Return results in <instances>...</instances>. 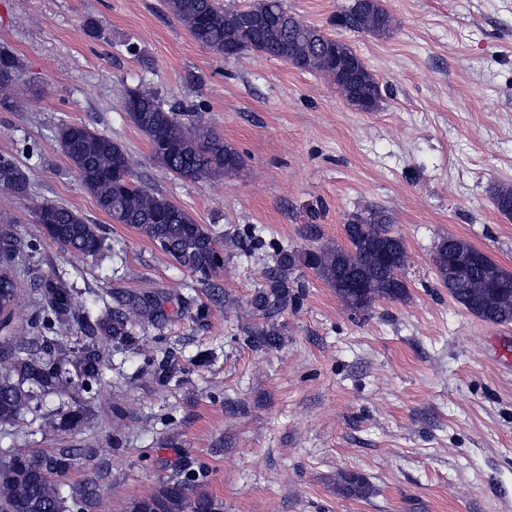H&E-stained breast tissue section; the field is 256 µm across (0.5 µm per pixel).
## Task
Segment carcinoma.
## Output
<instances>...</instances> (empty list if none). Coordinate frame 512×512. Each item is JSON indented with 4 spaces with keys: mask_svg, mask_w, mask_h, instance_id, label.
Listing matches in <instances>:
<instances>
[{
    "mask_svg": "<svg viewBox=\"0 0 512 512\" xmlns=\"http://www.w3.org/2000/svg\"><path fill=\"white\" fill-rule=\"evenodd\" d=\"M172 15L192 39L216 55L224 50L254 52L280 59L299 69L327 76L351 106L363 100L379 103L380 85L353 49L322 33L290 12L284 0H254L243 9H228L219 0H168ZM339 26L358 33L385 34L391 16L381 0H352L336 17ZM21 69L14 55L0 50V106L15 108L4 91L19 84ZM124 111L132 124L148 139L154 159L168 173L183 180L198 181L230 177L244 166L242 155L224 138L204 125L200 115L179 105L164 106L150 87L139 85L126 92ZM63 153L81 185L94 198L100 211L118 224L139 228L156 242L180 267L208 284L224 267L215 238L170 199L142 186L135 176L128 153L111 137L85 126L65 124L57 131ZM27 172L14 161L0 157V189L17 197L29 195ZM497 210L512 217V188L502 186L493 194ZM32 217L44 238L61 248L93 257L102 250L96 225L80 212L64 205L42 203ZM393 218L379 207L349 214L345 231L350 247L321 246L298 250L280 247L275 265L266 274V286L252 299L253 309L264 317L288 306L292 299V276L301 268L315 271L344 306L354 314L366 311L378 300L401 301L408 295L403 273L407 250L403 238L392 231ZM31 244L4 232L0 234V330L12 328L16 278L7 270L12 257ZM477 251L469 242L453 236L441 237L433 247L436 274L453 300L470 314L492 324L512 323V272L494 284L488 271L498 267L488 255L482 265L469 268L458 279L448 277V253L459 258ZM362 283L352 288L354 279ZM40 293L46 316L28 323V335L16 341L0 338V423L14 422L36 407L43 395L62 392L70 383L67 366L75 369L84 384L99 379L101 356L97 347L75 348L63 343L71 319L82 302L68 288L44 283ZM89 335L114 337L115 346L126 345L131 335L124 321L110 319L86 323ZM250 344L261 350L279 347L281 332L273 324L256 328ZM75 460L71 448L52 453L0 455V512H89L101 494L94 481L62 494L58 479ZM204 473L187 471L162 484L155 493L139 501L133 512H214L206 497L191 498L194 485ZM336 489L347 497L370 494L367 478L341 473Z\"/></svg>",
    "mask_w": 512,
    "mask_h": 512,
    "instance_id": "obj_1",
    "label": "carcinoma"
}]
</instances>
